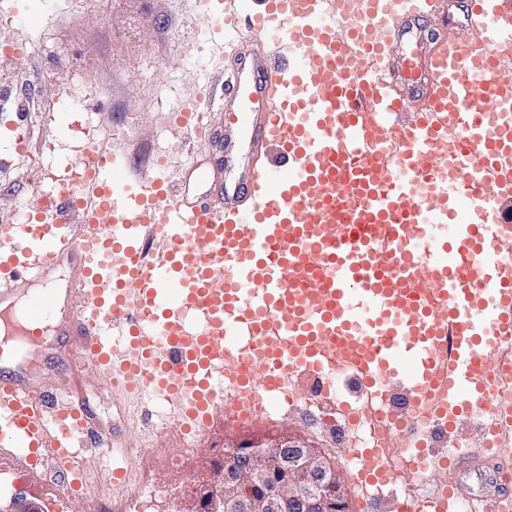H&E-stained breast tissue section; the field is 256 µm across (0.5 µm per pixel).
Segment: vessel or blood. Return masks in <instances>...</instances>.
<instances>
[{
    "label": "vessel or blood",
    "mask_w": 512,
    "mask_h": 512,
    "mask_svg": "<svg viewBox=\"0 0 512 512\" xmlns=\"http://www.w3.org/2000/svg\"><path fill=\"white\" fill-rule=\"evenodd\" d=\"M445 0H226L212 26L245 23L257 53L239 54L223 92L240 103L224 128L242 139L239 178L211 173L202 195L162 174L132 183L126 161L96 143L80 177L55 181L52 208L0 226V305L16 285L40 291L21 333L29 361L58 308L54 275L70 267L64 330L111 383L164 401L183 431L218 397L234 420L271 402H315L345 416L418 417L450 426L469 399L484 426L512 434V0H470L467 35L421 60L419 116L405 109L394 46ZM214 98L192 100L170 142L207 131ZM474 164L463 178V163ZM265 370L255 389L247 369ZM357 391L341 400L337 375ZM73 378L37 401L0 370V440L50 451L69 472L70 443L95 432ZM402 397L407 407L393 411ZM382 448L354 467L365 489L390 485ZM512 443L451 453L450 468L498 479ZM460 486L403 499V512H461Z\"/></svg>",
    "instance_id": "b4317fda"
}]
</instances>
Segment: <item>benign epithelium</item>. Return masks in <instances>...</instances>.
Listing matches in <instances>:
<instances>
[{
  "mask_svg": "<svg viewBox=\"0 0 512 512\" xmlns=\"http://www.w3.org/2000/svg\"><path fill=\"white\" fill-rule=\"evenodd\" d=\"M224 447L243 449V462L206 461L205 470L219 478L192 488L176 512H349L341 469L306 436L281 431L264 438H226ZM277 474L284 480L275 481ZM0 512L42 510L19 491L0 504Z\"/></svg>",
  "mask_w": 512,
  "mask_h": 512,
  "instance_id": "7a95c632",
  "label": "benign epithelium"
}]
</instances>
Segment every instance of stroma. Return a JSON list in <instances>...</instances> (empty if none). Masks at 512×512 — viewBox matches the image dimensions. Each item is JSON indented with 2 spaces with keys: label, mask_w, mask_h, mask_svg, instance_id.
Wrapping results in <instances>:
<instances>
[{
  "label": "stroma",
  "mask_w": 512,
  "mask_h": 512,
  "mask_svg": "<svg viewBox=\"0 0 512 512\" xmlns=\"http://www.w3.org/2000/svg\"><path fill=\"white\" fill-rule=\"evenodd\" d=\"M467 0H451L444 18L420 22L404 36L399 57L407 77L445 31L467 32ZM205 0H0V43H28L26 52L0 59V225L19 207L35 210L40 195L32 189L42 170L74 165L85 131L124 153L130 179L146 178L164 158L173 179L193 165L209 169L224 155V112L211 115L212 138L170 148L173 123L187 103L219 92L233 60L222 39L209 35ZM27 125L17 129V108ZM77 387L92 423L111 434L118 455L77 440L93 481L75 489L56 473L50 457L30 459L0 443V500L25 490L42 512H136L133 493L150 485L154 496L143 512H174L192 483L203 480V460L223 455L225 437L299 432L346 468L349 448L330 437L324 425L300 412L273 404L254 421H234L216 403L197 432L163 429V404L146 403L111 387L91 367H83ZM123 467L125 482L113 486V467Z\"/></svg>",
  "instance_id": "1"
}]
</instances>
